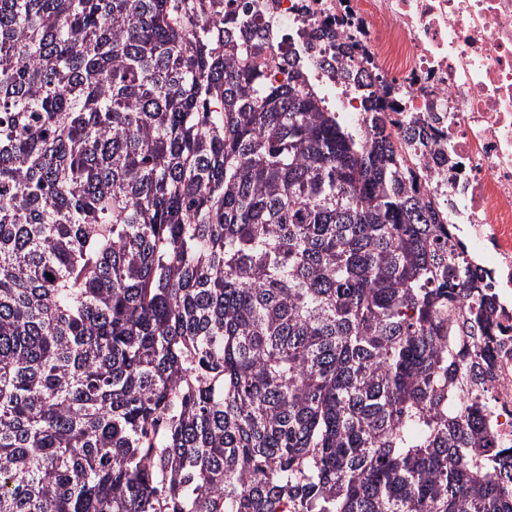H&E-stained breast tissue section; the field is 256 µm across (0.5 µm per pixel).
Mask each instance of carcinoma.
<instances>
[{
  "label": "carcinoma",
  "mask_w": 512,
  "mask_h": 512,
  "mask_svg": "<svg viewBox=\"0 0 512 512\" xmlns=\"http://www.w3.org/2000/svg\"><path fill=\"white\" fill-rule=\"evenodd\" d=\"M227 2L0 0V512H512L482 272Z\"/></svg>",
  "instance_id": "obj_1"
}]
</instances>
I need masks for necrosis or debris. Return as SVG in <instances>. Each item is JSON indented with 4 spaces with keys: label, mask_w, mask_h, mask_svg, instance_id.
<instances>
[{
    "label": "necrosis or debris",
    "mask_w": 512,
    "mask_h": 512,
    "mask_svg": "<svg viewBox=\"0 0 512 512\" xmlns=\"http://www.w3.org/2000/svg\"><path fill=\"white\" fill-rule=\"evenodd\" d=\"M272 76L296 52L307 83L359 131L358 92L336 79L327 33L351 32L360 69L391 85L380 102L394 141L445 221L470 244L496 302L485 382L500 447H512V0H265ZM418 122L423 140L405 141Z\"/></svg>",
    "instance_id": "necrosis-or-debris-1"
}]
</instances>
